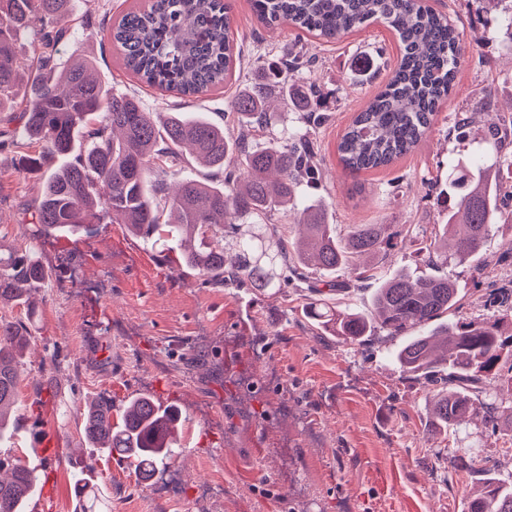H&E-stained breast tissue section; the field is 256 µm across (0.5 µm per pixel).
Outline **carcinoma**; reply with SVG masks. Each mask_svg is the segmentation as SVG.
<instances>
[{"mask_svg":"<svg viewBox=\"0 0 512 512\" xmlns=\"http://www.w3.org/2000/svg\"><path fill=\"white\" fill-rule=\"evenodd\" d=\"M73 0H0V112L21 111L24 133L39 145L22 170L44 175L34 223L48 232H80L90 224H125L148 243L169 229L182 235L185 265L211 278L265 290L304 282L313 269L334 273L353 260L395 250L402 231L382 224H357L346 242L329 223L328 203L315 194L322 174L314 163L315 144L291 131L280 144L258 147L250 131L268 125L272 99H281L317 124L311 94L298 88L313 59L300 51L288 63L267 66L263 80L238 92L229 113L242 132L236 139L203 115L171 112L162 121L133 96L109 91L87 59L63 64L58 45L70 36ZM264 25L334 42L371 24L394 35L400 51L384 87L357 112L337 145L342 169L357 176L387 167L413 152L431 131L443 101L455 91L466 64H481L462 53L463 32L428 0H252ZM230 0H151L132 7L112 30L127 70L144 83L184 96L203 95L232 79L238 53L229 23ZM37 28L41 37L27 66L26 101L17 99L20 34ZM488 152L512 167L503 150L512 145V120L487 130ZM199 162L210 171L200 179ZM448 168V215L443 238L421 236L419 252L440 266L483 252L493 226L512 219V186L499 182L482 164L466 172ZM182 175L168 190V174ZM302 229L295 239L279 232L273 217ZM50 277L34 255L0 251V299L17 301ZM317 297L309 314L335 336L363 342L377 330L403 336L397 362L434 386L432 415L458 425L471 412L470 391L487 380L512 387V295L492 291L500 318L451 320L458 289L446 275L414 277L401 271L376 285L374 311H336L325 291L342 286L314 282ZM23 328L0 322V436L16 403L17 355ZM178 412L149 396L131 400L121 422H112V402L93 401L84 414L83 436L105 448L144 480L166 464L175 445ZM0 481V512H25L36 490L35 470L21 463ZM467 512H512V487L487 479L467 498Z\"/></svg>","mask_w":512,"mask_h":512,"instance_id":"1","label":"carcinoma"}]
</instances>
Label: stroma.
Wrapping results in <instances>:
<instances>
[{"label":"stroma","instance_id":"1","mask_svg":"<svg viewBox=\"0 0 512 512\" xmlns=\"http://www.w3.org/2000/svg\"><path fill=\"white\" fill-rule=\"evenodd\" d=\"M136 0H89L88 24L73 21L61 61L90 58L109 89L137 95L145 111L201 112L216 123L235 88L257 82L259 60L294 45L288 26L264 28L249 0H231L242 52L236 87L186 99L142 84L119 60L112 29ZM464 31L466 57L456 89L429 135L393 168L347 176L336 143L378 85L357 62L382 74L398 46L380 24L335 43L309 39L307 81L323 97L325 122L309 135L322 168L321 195L339 235L356 224H404L431 232L448 196V167L483 150L487 120L512 118V32L479 0H434ZM473 122L465 138L457 117ZM0 248L32 251L50 270L28 301L0 303V321L22 324L17 402L0 458L36 467L38 512H77L74 475L90 474L97 512H464L487 477L512 484V391L495 382L475 394V416L440 428L429 412L434 386L402 370V339L377 332L350 342L307 316L305 288L203 286L182 263L177 240L151 245L123 224H93L79 235L44 233L32 221L43 180L19 172L33 154L17 113H0ZM377 274L433 275L443 269L412 244L369 258ZM458 288L457 319L490 317L485 293L512 290V224L493 229L483 257L444 269ZM141 393L180 412L178 452L152 483L87 445L86 404L104 396L120 421ZM497 410L488 435L484 419Z\"/></svg>","mask_w":512,"mask_h":512}]
</instances>
